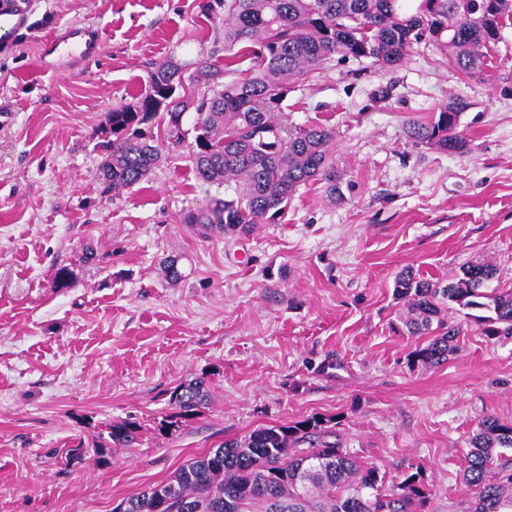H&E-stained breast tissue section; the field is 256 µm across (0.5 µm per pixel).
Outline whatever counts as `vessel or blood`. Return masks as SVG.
<instances>
[{"label": "vessel or blood", "mask_w": 512, "mask_h": 512, "mask_svg": "<svg viewBox=\"0 0 512 512\" xmlns=\"http://www.w3.org/2000/svg\"><path fill=\"white\" fill-rule=\"evenodd\" d=\"M29 0H0V39H6L27 29ZM101 32L90 22L68 25L64 32L45 42L40 66L50 72L61 71L65 62H90L99 55Z\"/></svg>", "instance_id": "vessel-or-blood-1"}]
</instances>
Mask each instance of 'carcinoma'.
<instances>
[{"instance_id":"obj_1","label":"carcinoma","mask_w":512,"mask_h":512,"mask_svg":"<svg viewBox=\"0 0 512 512\" xmlns=\"http://www.w3.org/2000/svg\"><path fill=\"white\" fill-rule=\"evenodd\" d=\"M200 14L224 25V64L199 67L183 83L184 67L170 58L157 65L136 102L106 115L100 167L102 194L129 189L162 160L159 139L144 126L164 127L179 145L183 118L195 111L189 158L203 185L234 186L206 209H187L183 223L208 235L249 236L270 224L297 191L320 184L344 201L355 184L344 179L332 148L335 131L323 124L291 125L285 102L295 82L339 57L367 60L379 70L400 66L414 50L432 47L467 79L489 80V43L512 0H202ZM470 102L462 95L427 118L406 122L418 145L463 154L460 130ZM497 269L468 263L450 281L395 278L393 296L405 308L404 325L428 340L413 360L436 368L457 350L462 332L451 314L464 312L489 340L512 336V290L491 288ZM481 314L475 315L473 311ZM209 397L206 377L170 394L167 426L191 420ZM331 420L312 416L263 426L183 465L169 480L127 498L113 512H422L427 492L418 472L396 487L379 486L378 470L362 465L338 442ZM141 426L123 420L107 427L102 448H131ZM464 484L473 491L464 512H512V423L483 419L469 441Z\"/></svg>"}]
</instances>
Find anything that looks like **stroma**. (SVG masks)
Wrapping results in <instances>:
<instances>
[{"label":"stroma","instance_id":"stroma-1","mask_svg":"<svg viewBox=\"0 0 512 512\" xmlns=\"http://www.w3.org/2000/svg\"><path fill=\"white\" fill-rule=\"evenodd\" d=\"M199 0H32V26L0 48V512H113L224 441L312 415L378 468L385 485L420 471L425 512H460L468 441L488 416L512 422V338L463 331L448 363L410 362L423 337L399 320L396 274L442 281L466 263L512 289V21L492 46L494 78L463 79L439 52L376 70L338 59L299 79L288 121L336 131L353 197L301 188L247 237L200 235L183 210L202 186L186 146L115 196L99 188L105 114L135 100L151 69L224 56V29ZM75 21L102 31L99 57L40 69L43 40ZM460 94L470 149L413 143ZM93 243L97 258L83 259ZM179 257L181 280L160 261ZM68 267V287L52 282ZM206 375L192 420L160 423L180 383ZM135 418L140 445L92 453L107 424ZM87 447L85 460L66 449Z\"/></svg>","mask_w":512,"mask_h":512}]
</instances>
